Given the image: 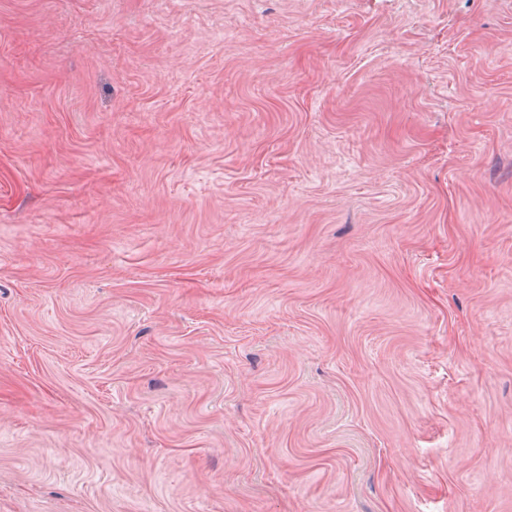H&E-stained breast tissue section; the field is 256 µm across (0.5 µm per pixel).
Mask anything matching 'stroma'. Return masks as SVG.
Here are the masks:
<instances>
[{
	"label": "stroma",
	"instance_id": "35a3bbf8",
	"mask_svg": "<svg viewBox=\"0 0 512 512\" xmlns=\"http://www.w3.org/2000/svg\"><path fill=\"white\" fill-rule=\"evenodd\" d=\"M0 512H512V0H0Z\"/></svg>",
	"mask_w": 512,
	"mask_h": 512
}]
</instances>
